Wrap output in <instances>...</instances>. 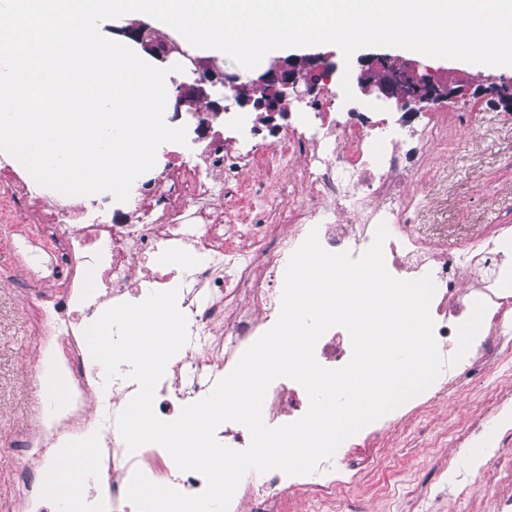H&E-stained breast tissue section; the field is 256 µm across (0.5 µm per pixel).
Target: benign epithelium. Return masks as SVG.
Returning <instances> with one entry per match:
<instances>
[{
    "instance_id": "benign-epithelium-1",
    "label": "benign epithelium",
    "mask_w": 512,
    "mask_h": 512,
    "mask_svg": "<svg viewBox=\"0 0 512 512\" xmlns=\"http://www.w3.org/2000/svg\"><path fill=\"white\" fill-rule=\"evenodd\" d=\"M135 42L142 45L146 51L160 62L172 66L181 64L190 67L191 80L173 79L175 86V111H181L184 103L192 100L206 105L208 111L219 115L227 110L224 106L226 94L219 89H229L238 105L244 107L250 99L240 93L238 77L228 75L211 66L207 61L196 57L183 45L171 38L158 39L144 25H131L124 30ZM328 56L323 54L306 58L290 57L279 65L260 74L257 83L270 89V98L262 103L254 104V108L264 110L269 115L279 112V105L288 98L289 90H297L299 84L308 87L315 85L323 76L324 63ZM382 67V59L375 60V66L362 72L356 79V84L365 95H373L385 105H395L409 112H423L440 99H445L453 93V89L440 82L432 67L417 61L380 79L377 77ZM493 91L499 105L512 111V83L509 85L492 82L478 90V94Z\"/></svg>"
}]
</instances>
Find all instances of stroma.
Returning a JSON list of instances; mask_svg holds the SVG:
<instances>
[{
    "label": "stroma",
    "mask_w": 512,
    "mask_h": 512,
    "mask_svg": "<svg viewBox=\"0 0 512 512\" xmlns=\"http://www.w3.org/2000/svg\"><path fill=\"white\" fill-rule=\"evenodd\" d=\"M429 66L444 71L445 78L459 88L458 97L438 102L437 108L459 112L478 104L475 91L487 77L512 80V67H485L458 60L432 58ZM512 156V125L490 127L484 139L462 135L434 155V188L420 197L425 206L424 221L444 224L449 239L480 236L487 225L499 223L512 214V173L501 170L502 157ZM21 277L0 247V495L14 494L22 459L17 444L35 427L36 404L55 401L57 394L45 375L36 371L37 337L32 328V303L19 300L12 288ZM512 395V351L482 376L462 380L450 391L443 405L430 408L425 417L409 421L403 444L377 449L379 464L363 472L362 480L377 489L374 500L353 495L337 502L336 512H494L490 486L476 485L475 460L492 461L491 448H426L431 435L448 437L474 415L488 414L487 402L496 394ZM404 473L413 487L430 489L427 502L411 503L392 494L386 480ZM469 495H461L462 487Z\"/></svg>",
    "instance_id": "35a3bbf8"
}]
</instances>
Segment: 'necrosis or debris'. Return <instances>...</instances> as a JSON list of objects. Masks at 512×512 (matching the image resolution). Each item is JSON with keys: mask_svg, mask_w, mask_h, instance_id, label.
<instances>
[{"mask_svg": "<svg viewBox=\"0 0 512 512\" xmlns=\"http://www.w3.org/2000/svg\"><path fill=\"white\" fill-rule=\"evenodd\" d=\"M342 87L318 81L308 106L289 108L288 124L266 141L249 113L235 117L237 131L212 133L199 163L173 157L147 176L126 203L122 222L73 197H57L46 219L28 221L43 199L26 174L0 162V222L14 225L6 248L24 277L22 298L37 297L34 322L43 366L66 378L69 395L50 407L35 434L23 438L18 490L0 498V512H53L40 475L57 452L96 431L92 459L70 457L91 487L88 512H134L127 490L135 471L186 495L203 491L204 478L179 471L156 444L130 453L116 419L138 391L135 381L105 382L92 358L85 329L116 304L154 291L177 290L188 341L169 363L158 387L155 413L162 420L207 396L241 354L277 321L284 273L310 231L330 252L359 257L378 224L390 236L385 264L395 278L432 276L430 304L440 353L456 336L461 316L475 302L487 305L475 337L491 365L512 335V224L468 239L461 250L447 233L428 232L417 192L433 179L432 154L465 125L461 112H372L344 108ZM194 257L185 270L169 257ZM468 359L442 370L423 392L343 442L335 457L307 475L249 471L229 512H289V491L325 502L373 466L369 451L388 440L414 414L447 399L457 379L471 374ZM308 395L298 382L273 381L263 402L266 425L281 426L306 414Z\"/></svg>", "mask_w": 512, "mask_h": 512, "instance_id": "obj_1", "label": "necrosis or debris"}]
</instances>
